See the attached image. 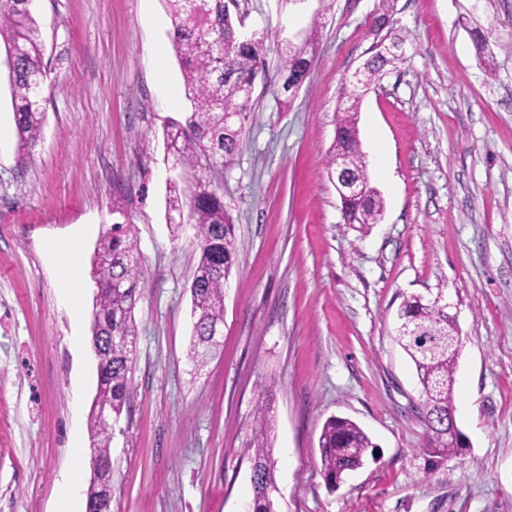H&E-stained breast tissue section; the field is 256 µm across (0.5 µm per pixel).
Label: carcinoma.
<instances>
[{
	"mask_svg": "<svg viewBox=\"0 0 512 512\" xmlns=\"http://www.w3.org/2000/svg\"><path fill=\"white\" fill-rule=\"evenodd\" d=\"M33 0H0V39L8 67L19 150L32 153L41 139L45 112L39 95L46 78L44 44L30 4ZM171 20L169 33L182 67L183 93L191 104L184 120L164 129L165 147L179 168L166 180V213L175 230L189 224L194 229L198 260L196 287L192 295L193 341L190 359L201 367L209 356L214 329L224 324V287L237 257L234 225L224 210V201L212 179L196 174L199 160L208 155L209 164L224 166L238 150L240 136L251 116V108L241 104V89L257 67L265 62L264 37L255 35L242 42L237 38L239 20L229 12L224 0H163ZM319 29L312 25L305 42L316 46ZM308 48L287 50L282 56L287 78L306 75L312 63ZM238 110L233 126L224 124V109ZM358 109L348 107L337 116L336 128L347 134L334 141L327 158L330 174L336 173V153L348 151L356 164L363 153L358 137ZM343 222L362 227L381 220L383 204L379 193L366 199L341 202ZM91 276L98 281L92 311V348L98 371L96 399L112 408L118 419L129 397V374L133 350L111 344L112 336L135 335L134 309L140 299L139 282L144 277L137 240L132 225L115 223L102 236L94 254ZM401 324L396 340L415 365L420 385V401L414 411L426 427L424 455L441 460L461 456L468 450L465 435L448 430L455 420L454 382L462 341L455 321L435 304L418 297L404 300L399 311ZM92 451L109 461L112 424L89 415ZM272 420L269 407L259 401L256 425L248 451L251 452L253 499L250 512H277L273 448L269 441ZM320 471L328 488L336 490L345 477L363 468L376 445L355 422L331 417L319 436Z\"/></svg>",
	"mask_w": 512,
	"mask_h": 512,
	"instance_id": "1",
	"label": "carcinoma"
}]
</instances>
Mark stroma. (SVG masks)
Listing matches in <instances>:
<instances>
[{
  "label": "stroma",
  "instance_id": "obj_1",
  "mask_svg": "<svg viewBox=\"0 0 512 512\" xmlns=\"http://www.w3.org/2000/svg\"><path fill=\"white\" fill-rule=\"evenodd\" d=\"M229 9L265 34L266 64L256 118L219 175L237 261L223 344L202 368L189 359L193 231L173 232L165 211L164 127L190 104L168 96L182 75L162 0H34L46 121L27 161L0 48V512H56L69 469L90 483L89 270L123 198L146 278L112 434V512H244L263 392L278 512H512V0ZM314 22L311 73L285 92L280 50ZM383 39L398 40V58L362 97L358 131L384 209L361 230L341 220L326 159L346 79ZM68 238L81 242L78 313L63 292L67 261L47 248ZM412 296L448 306L463 338L455 403L469 449L431 465L411 410L415 368L395 340ZM332 416L378 451L333 491L318 448Z\"/></svg>",
  "mask_w": 512,
  "mask_h": 512
}]
</instances>
